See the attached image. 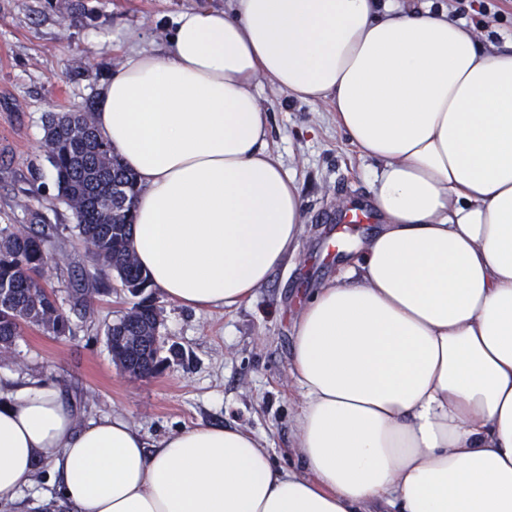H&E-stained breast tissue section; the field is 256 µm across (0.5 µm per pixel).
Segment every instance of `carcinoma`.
I'll return each instance as SVG.
<instances>
[{"label": "carcinoma", "mask_w": 512, "mask_h": 512, "mask_svg": "<svg viewBox=\"0 0 512 512\" xmlns=\"http://www.w3.org/2000/svg\"><path fill=\"white\" fill-rule=\"evenodd\" d=\"M91 102L80 112L50 114L45 119L48 158L56 171L57 199L74 210L78 235L97 245L96 262L116 271L122 287L137 297L149 282L130 261V213L136 194L135 174L124 168L111 146L95 132ZM45 231L37 235L0 227V343L10 345L26 326L41 327L57 336L70 330L69 316L59 307L55 291L43 283L50 260ZM136 315L127 314L107 329L113 358L131 374L155 373L158 359L156 320L150 300L135 303Z\"/></svg>", "instance_id": "obj_1"}]
</instances>
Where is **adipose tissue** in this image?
<instances>
[{
  "label": "adipose tissue",
  "instance_id": "adipose-tissue-1",
  "mask_svg": "<svg viewBox=\"0 0 512 512\" xmlns=\"http://www.w3.org/2000/svg\"><path fill=\"white\" fill-rule=\"evenodd\" d=\"M264 80L330 104L380 220L296 314L297 468L238 426L151 442L0 382V504L42 461L75 512H512V35L442 0H230L176 13L162 50L130 35L93 123L137 178V265L197 313L295 250Z\"/></svg>",
  "mask_w": 512,
  "mask_h": 512
}]
</instances>
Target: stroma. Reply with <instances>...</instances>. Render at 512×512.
<instances>
[{
  "instance_id": "35a3bbf8",
  "label": "stroma",
  "mask_w": 512,
  "mask_h": 512,
  "mask_svg": "<svg viewBox=\"0 0 512 512\" xmlns=\"http://www.w3.org/2000/svg\"><path fill=\"white\" fill-rule=\"evenodd\" d=\"M72 2L0 0V225L24 229L39 218L51 224L44 281L71 320L63 336L24 328L0 355V376L53 379L75 401L80 420L119 415L152 440L197 423L235 424L262 436L276 465H296L301 399L290 371L294 319L312 288L335 274L333 241L367 230L338 223L337 216L368 207V163L337 130L328 105L299 103L262 82L269 149L294 177L304 204L296 251L251 301L231 310L199 315L154 293L164 363L156 375H130L113 360L106 329L135 299L116 275L96 276L72 211L56 198L44 117L98 98L103 72L119 64L126 48V29L140 30L144 46L156 45L174 13L221 9L227 0H81L80 17ZM107 31L111 48H96L94 34ZM78 280L92 308L87 316L71 295Z\"/></svg>"
}]
</instances>
